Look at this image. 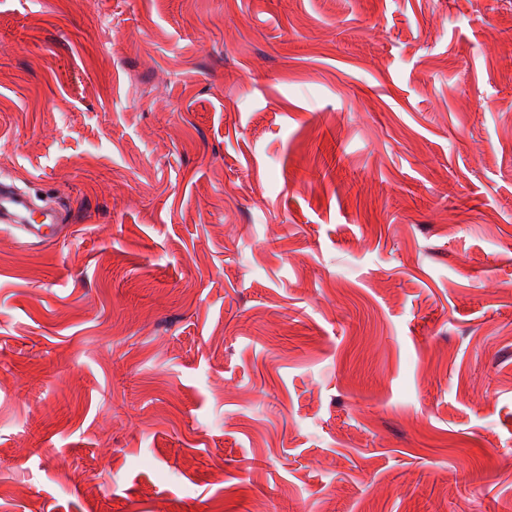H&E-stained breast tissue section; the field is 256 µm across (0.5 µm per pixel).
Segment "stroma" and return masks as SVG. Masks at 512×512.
I'll return each mask as SVG.
<instances>
[{"label":"stroma","instance_id":"obj_1","mask_svg":"<svg viewBox=\"0 0 512 512\" xmlns=\"http://www.w3.org/2000/svg\"><path fill=\"white\" fill-rule=\"evenodd\" d=\"M0 512H507L512 0H0ZM33 198L29 194L17 192L9 187L0 189V223L20 229L25 237L36 243H49L66 227L59 224L63 218L54 211H45L41 220L35 222L30 215Z\"/></svg>","mask_w":512,"mask_h":512}]
</instances>
